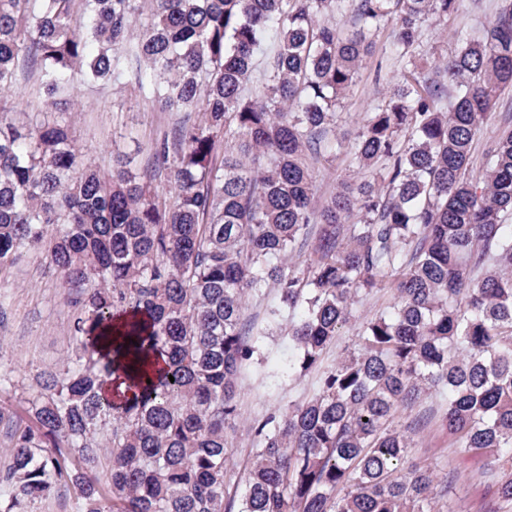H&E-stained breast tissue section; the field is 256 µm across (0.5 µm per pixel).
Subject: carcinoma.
Segmentation results:
<instances>
[{"mask_svg":"<svg viewBox=\"0 0 512 512\" xmlns=\"http://www.w3.org/2000/svg\"><path fill=\"white\" fill-rule=\"evenodd\" d=\"M138 34L132 22L145 3ZM461 0H0V94L32 72L42 111L84 86H133L197 112L150 144L166 196L124 155L106 173L65 120L0 118V265L45 256L70 293L74 359L44 371L0 468V512L60 488L76 512H436L446 487L409 466L430 397L454 447L512 512V128L472 148L512 88V0L418 64L424 25ZM402 81L329 139L381 30ZM362 179L316 200L315 164ZM393 301L325 354L363 297ZM273 290L261 329L249 300ZM289 320L299 401L253 421L244 492L228 486L237 390ZM105 460V479L93 474Z\"/></svg>","mask_w":512,"mask_h":512,"instance_id":"carcinoma-1","label":"carcinoma"}]
</instances>
